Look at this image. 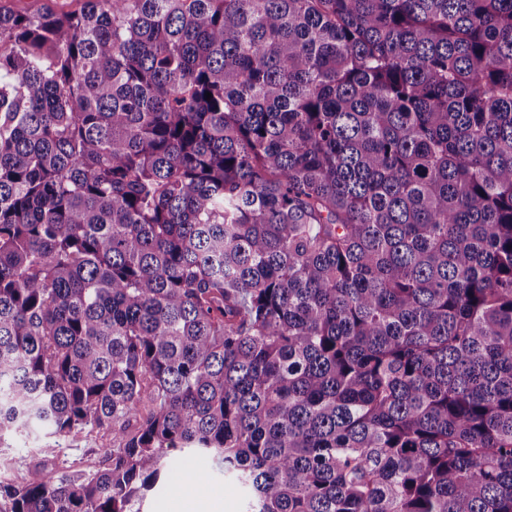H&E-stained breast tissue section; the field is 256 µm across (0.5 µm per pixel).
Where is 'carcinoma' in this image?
Segmentation results:
<instances>
[{"label":"carcinoma","mask_w":512,"mask_h":512,"mask_svg":"<svg viewBox=\"0 0 512 512\" xmlns=\"http://www.w3.org/2000/svg\"><path fill=\"white\" fill-rule=\"evenodd\" d=\"M211 97H206V93ZM0 512H512V0L0 10ZM39 448H56L49 457L48 471L52 476L89 473L100 468L106 448H112V435L98 430L65 438H55L43 429L4 432L0 439V484H16L33 464L41 461ZM167 467L168 478L150 494L147 512H243V492L224 472L210 462L201 466L191 455L174 450ZM202 476V479H200Z\"/></svg>","instance_id":"carcinoma-1"}]
</instances>
